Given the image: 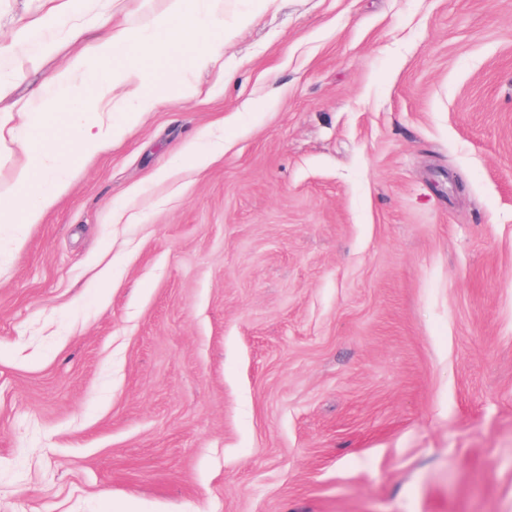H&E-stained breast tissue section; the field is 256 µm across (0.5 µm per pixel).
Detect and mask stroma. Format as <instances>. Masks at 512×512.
<instances>
[{
	"label": "stroma",
	"mask_w": 512,
	"mask_h": 512,
	"mask_svg": "<svg viewBox=\"0 0 512 512\" xmlns=\"http://www.w3.org/2000/svg\"><path fill=\"white\" fill-rule=\"evenodd\" d=\"M227 7L0 225V512H512V0ZM164 8L0 0V112ZM215 150V146L203 135H199L185 146L187 156L200 167L206 166L212 160Z\"/></svg>",
	"instance_id": "35a3bbf8"
}]
</instances>
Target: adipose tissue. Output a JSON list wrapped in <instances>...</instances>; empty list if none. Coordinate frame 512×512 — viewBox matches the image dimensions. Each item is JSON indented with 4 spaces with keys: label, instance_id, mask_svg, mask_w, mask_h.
Instances as JSON below:
<instances>
[{
    "label": "adipose tissue",
    "instance_id": "adipose-tissue-1",
    "mask_svg": "<svg viewBox=\"0 0 512 512\" xmlns=\"http://www.w3.org/2000/svg\"><path fill=\"white\" fill-rule=\"evenodd\" d=\"M164 14L132 26L115 19L99 24L95 40L85 43L69 68L53 74L38 99L87 103L89 111L119 112L118 120L94 121L71 139L73 152L91 156L126 137L142 116L155 111L162 100L166 71L144 67L142 57L165 61L181 59L206 64L224 50L236 27L214 28L215 0H167ZM93 69L100 91L86 101L84 88L74 80L76 71ZM14 143L26 156L12 182L0 183V224H36L69 190L73 169L58 147L53 132H45L37 146L19 138L16 127L0 118V144Z\"/></svg>",
    "mask_w": 512,
    "mask_h": 512
}]
</instances>
